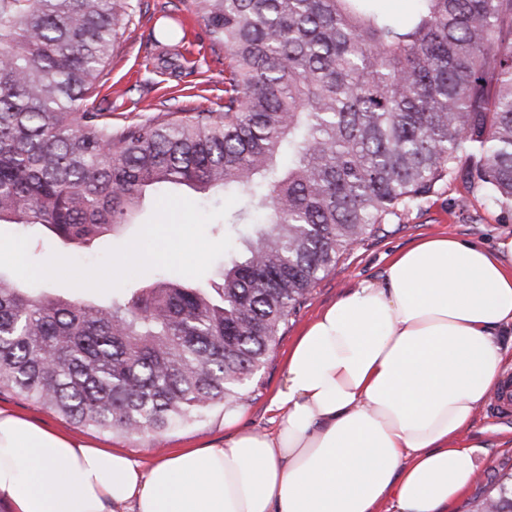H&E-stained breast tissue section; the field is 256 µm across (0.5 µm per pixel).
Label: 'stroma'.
<instances>
[{
	"instance_id": "35a3bbf8",
	"label": "stroma",
	"mask_w": 512,
	"mask_h": 512,
	"mask_svg": "<svg viewBox=\"0 0 512 512\" xmlns=\"http://www.w3.org/2000/svg\"><path fill=\"white\" fill-rule=\"evenodd\" d=\"M127 3L124 24L94 93L96 111L104 113L116 129L157 118H174L193 110L223 111L229 60L223 46L211 41L203 24L186 31L184 23L193 16L191 0ZM170 27L176 29V37H164V29ZM156 202V196L146 197L133 219L119 232L92 248L68 251V258L84 265L95 264L106 250L129 242L137 234L153 215ZM448 234L495 248L501 238L512 236V209L501 210L471 197L462 179L456 178L428 197L421 210L402 223L383 225L379 232L367 236L323 276L300 311L290 318L276 349L231 411L216 408L200 420L158 436H131L79 425L12 392L0 393V406L100 447L123 449L145 464L177 448L228 441L240 431H274L278 414L271 400L283 381L288 351L304 328L359 281L381 278L393 255L420 238ZM454 443L460 447H484L475 485L449 509L468 512L481 485L502 468L512 469V413H500L492 403H484L473 425L459 433Z\"/></svg>"
}]
</instances>
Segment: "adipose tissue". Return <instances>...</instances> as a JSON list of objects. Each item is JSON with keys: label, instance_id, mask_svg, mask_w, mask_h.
<instances>
[{"label": "adipose tissue", "instance_id": "1", "mask_svg": "<svg viewBox=\"0 0 512 512\" xmlns=\"http://www.w3.org/2000/svg\"><path fill=\"white\" fill-rule=\"evenodd\" d=\"M512 238H423L339 297L288 354L275 432L143 464L0 409L10 512H448L481 446L453 447L501 381Z\"/></svg>", "mask_w": 512, "mask_h": 512}]
</instances>
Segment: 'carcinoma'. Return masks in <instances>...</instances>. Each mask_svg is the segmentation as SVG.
Returning a JSON list of instances; mask_svg holds the SVG:
<instances>
[{"mask_svg":"<svg viewBox=\"0 0 512 512\" xmlns=\"http://www.w3.org/2000/svg\"><path fill=\"white\" fill-rule=\"evenodd\" d=\"M192 0L229 55L224 111L112 130L90 100L126 0H0V224L92 245L152 189L234 192L209 283L108 304L0 271V392L157 434L234 408L288 319L356 243L462 171L512 209V0ZM469 512H512V474Z\"/></svg>","mask_w":512,"mask_h":512,"instance_id":"1","label":"carcinoma"}]
</instances>
